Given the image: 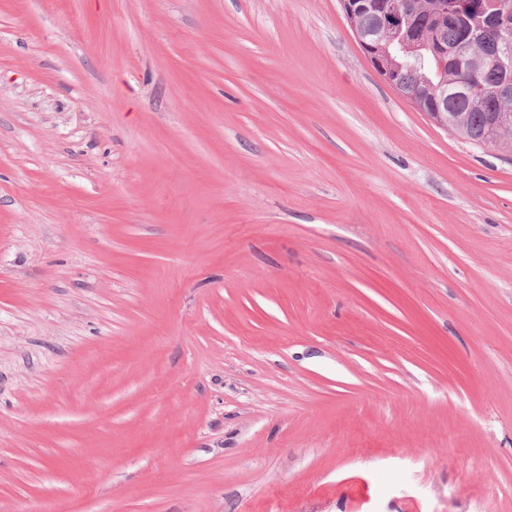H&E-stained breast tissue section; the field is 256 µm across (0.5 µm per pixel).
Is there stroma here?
Segmentation results:
<instances>
[{
	"instance_id": "stroma-1",
	"label": "stroma",
	"mask_w": 512,
	"mask_h": 512,
	"mask_svg": "<svg viewBox=\"0 0 512 512\" xmlns=\"http://www.w3.org/2000/svg\"><path fill=\"white\" fill-rule=\"evenodd\" d=\"M0 512H512V155L340 0H0ZM400 63L398 66V74L401 79L403 86L408 92L414 93L420 96L423 105L427 106L433 102L431 91L423 77V73L427 71L417 68V63L411 57H400L396 59ZM430 77L435 81L434 74H429Z\"/></svg>"
}]
</instances>
